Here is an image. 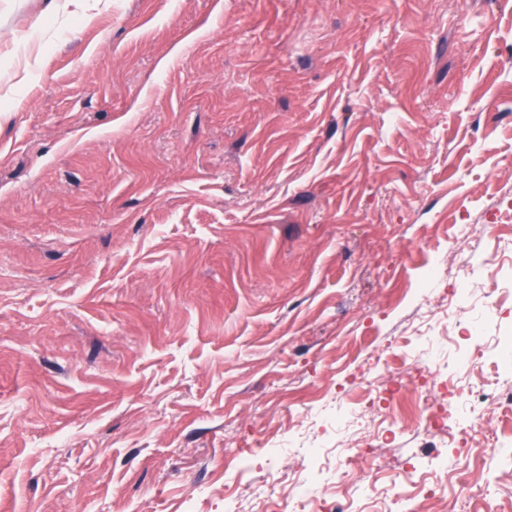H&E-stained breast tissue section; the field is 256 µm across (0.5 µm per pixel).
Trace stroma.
I'll list each match as a JSON object with an SVG mask.
<instances>
[{
	"label": "stroma",
	"mask_w": 512,
	"mask_h": 512,
	"mask_svg": "<svg viewBox=\"0 0 512 512\" xmlns=\"http://www.w3.org/2000/svg\"><path fill=\"white\" fill-rule=\"evenodd\" d=\"M51 2L0 0V512H260L302 478L395 512L444 461L448 512H512V447L469 466L414 388L377 486L335 472L364 363L464 392L512 335L455 259L512 258V0ZM460 283L472 371L437 334Z\"/></svg>",
	"instance_id": "stroma-1"
}]
</instances>
